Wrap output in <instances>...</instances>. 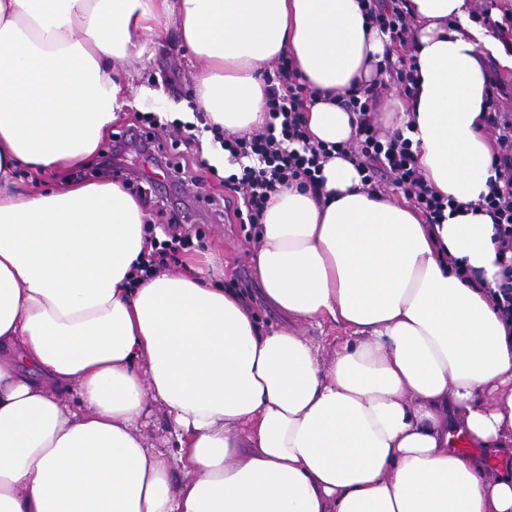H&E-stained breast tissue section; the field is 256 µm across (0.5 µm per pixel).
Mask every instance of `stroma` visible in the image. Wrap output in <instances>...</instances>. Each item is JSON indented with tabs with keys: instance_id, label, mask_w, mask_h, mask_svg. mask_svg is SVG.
Masks as SVG:
<instances>
[{
	"instance_id": "stroma-1",
	"label": "stroma",
	"mask_w": 512,
	"mask_h": 512,
	"mask_svg": "<svg viewBox=\"0 0 512 512\" xmlns=\"http://www.w3.org/2000/svg\"><path fill=\"white\" fill-rule=\"evenodd\" d=\"M203 68V62L190 60L179 43L174 42L155 50L153 58L142 70L139 82L156 90L165 100L166 107L160 115L161 121L181 122L186 113L199 112L195 76ZM170 69L180 73V81L173 88L166 86L162 78L163 71ZM139 115V108H128L113 125L111 136L100 143L97 157L86 168L73 172V179L90 182L106 175L110 180L122 183L150 216L154 235H161L164 224L173 215L183 216L193 240L192 252H208L213 255L215 273L225 286H234L244 281L254 282V240L246 238L239 224L217 211L219 204L237 198L236 193L224 185L223 168H216L215 172L207 174L204 188L197 189L190 183L181 182L175 190L168 192L160 191L152 182L136 177L130 163L124 162L114 165L110 170H103L102 156L111 148L113 137L130 129L141 128ZM141 431L148 445L169 456H176V436L163 407L157 404L148 406Z\"/></svg>"
}]
</instances>
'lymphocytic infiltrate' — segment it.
Masks as SVG:
<instances>
[{
    "instance_id": "1",
    "label": "lymphocytic infiltrate",
    "mask_w": 512,
    "mask_h": 512,
    "mask_svg": "<svg viewBox=\"0 0 512 512\" xmlns=\"http://www.w3.org/2000/svg\"><path fill=\"white\" fill-rule=\"evenodd\" d=\"M371 25L388 34L400 48L396 60H385L380 74L403 93L414 84L415 62L410 53L412 19L402 7V0H366ZM274 85L267 88V118L260 130L245 134L215 132L214 139L224 152L239 160V172L225 177L224 183L240 194L241 207L235 216L253 227L262 220L270 195L281 187L297 183L319 191L320 173L332 154L352 160L371 190H379L381 176L387 175L404 198L435 224L445 209L455 207L453 198L441 195L426 180L416 164L410 139L401 132H382L375 114L381 99L378 84L356 88L343 95L341 103L356 117L351 141L328 145L312 142L302 119L308 94L288 60L274 69ZM488 125L496 144L493 163L502 181L492 184L480 208L491 215L498 230L499 250L512 253V115L490 110ZM151 249L135 268V282L156 277L175 262L179 253L190 248L192 239L178 217H171L163 237L152 238Z\"/></svg>"
}]
</instances>
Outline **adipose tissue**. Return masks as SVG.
<instances>
[{"mask_svg": "<svg viewBox=\"0 0 512 512\" xmlns=\"http://www.w3.org/2000/svg\"><path fill=\"white\" fill-rule=\"evenodd\" d=\"M416 62L388 119L429 184L438 224L373 197L345 157L321 196L271 194L254 272L288 325L266 330L208 256L132 283L148 216L117 182L19 191L14 176L86 167L170 37L204 62L209 123L265 119L260 64L290 58L312 141H347L336 101L375 81L387 34L360 0H0V512H512V476L451 448L512 453V322L498 232L479 210L496 172L486 54L472 0H406ZM351 334L330 359L297 328ZM182 470L147 446L148 402ZM509 264L504 266L502 271L503 283L501 285V293L503 295L502 301L497 296L498 307L502 314V317L506 321L512 320V258L510 257Z\"/></svg>", "mask_w": 512, "mask_h": 512, "instance_id": "ef3b65f1", "label": "adipose tissue"}]
</instances>
